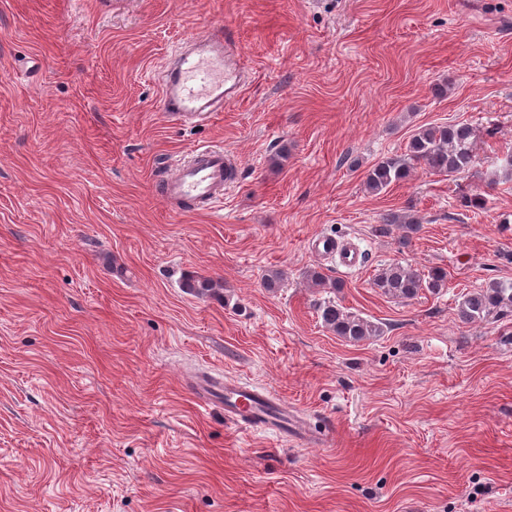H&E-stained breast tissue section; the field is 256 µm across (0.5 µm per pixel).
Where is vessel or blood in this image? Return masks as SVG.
I'll list each match as a JSON object with an SVG mask.
<instances>
[{
    "label": "vessel or blood",
    "instance_id": "vessel-or-blood-1",
    "mask_svg": "<svg viewBox=\"0 0 512 512\" xmlns=\"http://www.w3.org/2000/svg\"><path fill=\"white\" fill-rule=\"evenodd\" d=\"M236 41L231 31L211 30L188 38L159 77V111L178 120H206L222 111L235 96L241 81L235 62ZM234 169L233 159L223 149L201 146L191 151L188 161L162 180L164 198L209 209L224 196ZM315 253L335 258L346 269L361 266V253L331 237L316 238ZM224 415L227 420L258 427L277 435H301L302 429L287 401L267 390L235 379H225Z\"/></svg>",
    "mask_w": 512,
    "mask_h": 512
}]
</instances>
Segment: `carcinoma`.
I'll return each instance as SVG.
<instances>
[{
    "instance_id": "1",
    "label": "carcinoma",
    "mask_w": 512,
    "mask_h": 512,
    "mask_svg": "<svg viewBox=\"0 0 512 512\" xmlns=\"http://www.w3.org/2000/svg\"><path fill=\"white\" fill-rule=\"evenodd\" d=\"M476 137L475 129L464 123L423 126L412 136L404 153L384 157L368 170L365 187L371 193H380L407 180L419 169L455 177L471 168ZM393 225L404 230L402 244L420 227L409 214L388 212L381 217L379 231L384 233ZM446 285L447 273L441 269L424 277L411 266L399 263L383 268L374 280V287L383 294L400 299H413L423 289L438 292ZM182 288L194 296L208 297L216 294L221 285L211 278L190 274L184 278ZM508 312H512V283L494 282L461 295L458 301V315L464 322L482 321ZM319 317L325 327L348 342L367 341L383 333L379 324L346 312L331 301L319 306Z\"/></svg>"
}]
</instances>
